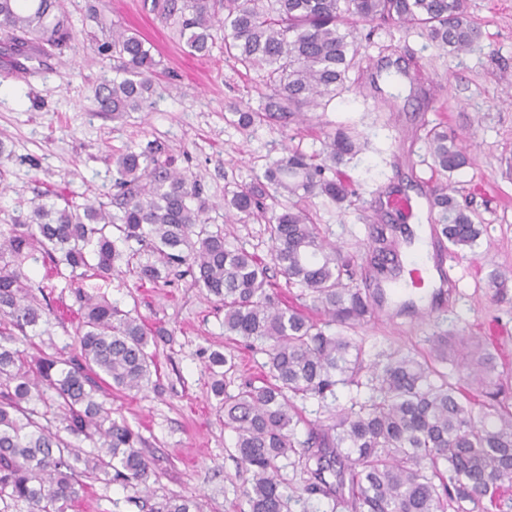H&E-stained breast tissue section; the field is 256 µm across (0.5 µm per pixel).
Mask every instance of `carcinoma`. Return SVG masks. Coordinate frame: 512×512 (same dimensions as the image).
<instances>
[{"mask_svg":"<svg viewBox=\"0 0 512 512\" xmlns=\"http://www.w3.org/2000/svg\"><path fill=\"white\" fill-rule=\"evenodd\" d=\"M149 10L174 27L189 55L209 59L216 48L246 71L264 72L271 94L261 110L238 113L244 127L302 122L346 90L363 23L416 28L456 53L481 37L466 0H150ZM0 36L33 59L76 31L62 0H0ZM98 52L115 61V77L94 88L100 110L118 119L151 108L159 62L146 41L114 24L112 41ZM360 150L356 136L340 129L327 137L323 158L291 147L265 169L269 188L241 186L224 198L237 220L264 221L267 261L228 246L224 232L210 228L200 185L175 170L156 143L114 159L103 199L80 204L48 191L0 225V512H68L86 478L144 487L128 498L139 512H203L185 496L151 503L142 436L99 400L104 384L147 388L155 366L141 318L80 286L90 276L111 278L123 257L141 284L164 283L186 266L193 285L224 305V335L266 356L261 375L237 393L220 379L212 386L224 426L235 433L233 456L251 473L240 489L246 512H293L294 502L311 512L308 503L321 498L332 501L329 512L512 508L505 497L512 489V392L497 372L496 350L438 334L424 353L372 354L352 336L381 297L359 286L350 259L321 236L303 202H348L352 190L338 166ZM428 150L444 177L468 164L444 130L430 131ZM448 189L445 181L436 195L440 238L474 255L485 224ZM397 232L394 224L373 228L376 277L395 272L385 258L398 252ZM139 254L146 259L132 263ZM38 260L74 286L80 318L74 343L31 358L22 346L51 315L27 273ZM271 265L307 304L283 300ZM460 360L466 377L458 382L448 365ZM339 386L354 393L350 406L327 425L308 424V438L297 441L305 420L295 398L324 404ZM293 456L308 475L301 495L283 474Z\"/></svg>","mask_w":512,"mask_h":512,"instance_id":"1","label":"carcinoma"}]
</instances>
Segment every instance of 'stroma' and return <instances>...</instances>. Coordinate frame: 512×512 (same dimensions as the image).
Masks as SVG:
<instances>
[{
  "label": "stroma",
  "instance_id": "1",
  "mask_svg": "<svg viewBox=\"0 0 512 512\" xmlns=\"http://www.w3.org/2000/svg\"><path fill=\"white\" fill-rule=\"evenodd\" d=\"M96 2L102 23L92 37L27 61L23 75L13 74V48L0 38V143L10 154L0 185V224L27 213L31 199L46 190L94 202L112 185L113 155L156 140L178 171L199 182L208 222L223 230L226 243L264 257L270 246L264 224L227 219L225 194L262 177L285 147L321 154L327 134L342 124L369 144L343 167L354 191L351 203L340 208L313 198L308 206L323 236L361 267L371 249V226L401 221L384 206L389 196L409 195L420 203L422 217L440 216L427 153V134L440 126L465 141L470 163L452 177L455 198L480 213L487 230L476 255L446 252L443 264L458 288L433 297L434 318L421 321L414 309L395 305L391 317L374 315L356 334L374 352H423L437 331L492 336L504 372L512 374V284L500 292L488 285L492 271L512 277V0H469L482 38L459 54L438 49L418 30L361 25L346 92L326 110L309 113L304 124L247 128L238 125L236 113L258 108L267 95L259 72L244 71L219 53L207 61L188 55L143 0ZM116 23L138 31L162 61L152 109L120 119L101 111L94 96L113 66L96 47L111 39ZM28 272L56 314L48 334L33 337L28 350L51 353L72 341L77 304L68 282L42 264H31ZM82 286L141 317L148 329L165 332L153 347V388L104 395L113 418L146 441L154 500L193 495L204 512H240L239 488L250 474L229 455L234 435L210 392L209 356H235L227 379L236 386L258 376L263 354L225 336L223 309L188 274L140 288L120 262L111 279L88 278ZM135 493L92 480L71 512H138L128 502Z\"/></svg>",
  "mask_w": 512,
  "mask_h": 512
}]
</instances>
